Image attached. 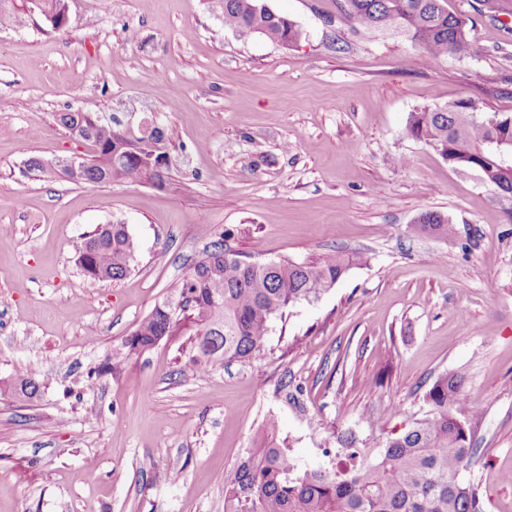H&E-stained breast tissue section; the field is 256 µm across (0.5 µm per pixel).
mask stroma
<instances>
[{
  "label": "stroma",
  "mask_w": 512,
  "mask_h": 512,
  "mask_svg": "<svg viewBox=\"0 0 512 512\" xmlns=\"http://www.w3.org/2000/svg\"><path fill=\"white\" fill-rule=\"evenodd\" d=\"M266 2L299 41L225 28L206 0H69L64 30L0 28V378L44 380L0 395V512H224L267 419L300 467H327L337 433L375 452L449 372L480 407L462 477L482 512H512V198L406 134L462 97L512 114V0H445L461 60L354 30L343 0ZM70 110L154 118L166 186L25 177L29 158L88 152L55 121ZM427 211L456 236L415 233ZM116 223L138 264L90 282L79 248ZM219 239L258 263L368 261L274 319L252 359L199 371L183 327L93 377ZM43 387L42 380L34 372L27 370L16 371V374L7 381H3V387H0V393H10L11 395L25 400H33L40 395Z\"/></svg>",
  "instance_id": "1"
}]
</instances>
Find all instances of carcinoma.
<instances>
[{
    "instance_id": "obj_1",
    "label": "carcinoma",
    "mask_w": 512,
    "mask_h": 512,
    "mask_svg": "<svg viewBox=\"0 0 512 512\" xmlns=\"http://www.w3.org/2000/svg\"><path fill=\"white\" fill-rule=\"evenodd\" d=\"M32 0H0V26L11 27L26 18ZM343 12L352 24L408 39L433 57L471 55L466 21L448 13L442 0H343ZM224 27L257 32L290 45L301 37L296 24L266 7L265 0H209ZM58 124L69 137L86 143L92 161L74 169L64 161L41 167L43 177L60 174L83 183L109 181L166 183L171 168L166 136L158 126L149 134L131 131L110 112H61ZM407 134L424 142L455 168L478 173L481 180L503 194L512 192V162L502 161L490 149L501 143L512 147V115L488 113L471 98L412 112ZM417 232L444 237L456 228L444 216L427 212L414 225ZM364 256L328 252L315 262L288 260L246 261L216 240L179 287L177 302L156 305L126 340L124 350L94 370L102 376L131 353L144 352L173 335L179 323L194 326L190 361L210 370L226 361H242L263 350L270 320L300 302L316 299L332 288L349 266ZM77 262L92 282L119 281L134 269L137 243L125 224H105L84 239ZM42 380L22 370L3 382L0 393L33 400ZM428 415L404 433L376 442L379 454L361 452L351 433L336 437L347 450L349 464L327 468H298L282 448L272 446L277 423L266 422L259 443L236 468L224 492V512H480L475 486L460 474L472 463L476 449L467 417L479 413L456 373L438 377L424 395Z\"/></svg>"
}]
</instances>
